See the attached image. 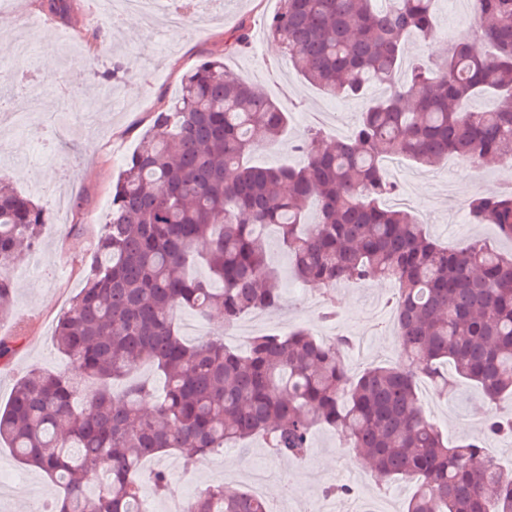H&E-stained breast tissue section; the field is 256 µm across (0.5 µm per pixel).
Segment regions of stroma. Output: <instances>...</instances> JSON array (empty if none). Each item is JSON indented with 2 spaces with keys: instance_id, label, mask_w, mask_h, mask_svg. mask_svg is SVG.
<instances>
[{
  "instance_id": "35a3bbf8",
  "label": "stroma",
  "mask_w": 512,
  "mask_h": 512,
  "mask_svg": "<svg viewBox=\"0 0 512 512\" xmlns=\"http://www.w3.org/2000/svg\"><path fill=\"white\" fill-rule=\"evenodd\" d=\"M92 2L71 0L68 20H49L40 41L34 43L23 16H41V0H8L0 6V14L13 21L10 30L0 33V77L7 80V96L17 101L32 126L28 134L16 133L8 125L0 129V179L47 210H54L61 199L67 204L66 223L47 225L38 246L22 257L12 276V310L0 318V336L20 330L24 337L9 362L0 365L1 402L8 401L17 381L32 367L52 372L66 369L51 336L94 258L97 237L112 208V183L149 127L151 112L178 96L183 73L200 58L223 57L229 72L259 85L288 112L287 139L254 150L252 159L260 165H302V155L291 150L294 140L312 127L325 128L334 138L346 137L364 106L360 99H331L296 76L281 48L264 33L265 21L277 9L278 0H208L204 5L196 0L177 26L169 24L163 2L148 22L127 17L117 24L104 20L100 26L107 38L93 63L86 64L75 60L62 40L67 37L82 43L91 27ZM469 16V0H436L435 34L424 41L407 38V58L447 53ZM242 24L251 30L248 49L225 54V31ZM17 57L25 59L31 77L46 83L37 111H29L21 100L22 88L13 67ZM117 58L127 72L114 86L103 74ZM50 149L56 153L51 163L43 158ZM384 166L399 192L409 195V211L441 245L453 247L478 237L501 252L512 251V240L501 237L494 225L470 223L466 212L471 195L498 187L499 169L476 167L455 157L430 169L397 159L386 160ZM267 240L269 258L279 273L280 306L244 316L238 322L241 335L303 329L320 339L351 336L356 346L349 352L348 364L354 373L395 360L398 344L387 307L396 291L393 282L375 280L338 287V318L325 323L319 317V290L300 287L276 233H268ZM64 266L70 271L66 278L60 275ZM418 394L427 415L449 441L482 439L501 468H512V439L488 437L484 429L490 413L512 412L511 397L493 404L480 389L464 382L448 397L438 395L426 383L420 384ZM259 459L269 462L265 497L274 512H308L324 499L326 487L337 483L352 485L365 501L385 503L388 512H405L414 492L411 480L386 483L374 472L365 471L342 433L320 424L313 430L308 455L300 459L271 456L259 435L228 446L205 461L175 454L161 457L157 467L168 469L173 479L168 499L156 500L155 505L159 512H166L169 499L217 483L251 487L249 465ZM10 470L17 472L18 481L9 489L0 485V512H40L54 494L52 485L40 473L21 467L10 448L0 447V473ZM361 470L366 473L362 479L357 476ZM284 471L293 474V492L287 496L278 485Z\"/></svg>"
}]
</instances>
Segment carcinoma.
<instances>
[{"instance_id": "1", "label": "carcinoma", "mask_w": 512, "mask_h": 512, "mask_svg": "<svg viewBox=\"0 0 512 512\" xmlns=\"http://www.w3.org/2000/svg\"><path fill=\"white\" fill-rule=\"evenodd\" d=\"M279 2L266 35L302 80L335 98H364L373 85L384 95L368 100L349 136L299 139L300 166L251 163L257 146L279 144L287 113L220 57L198 61L152 113L112 183L91 271L57 320L53 340L73 373L32 369L0 406V443L58 489L46 512H138L142 483L157 497L170 484L166 469L142 471L147 458L206 459L255 435L272 455L301 458L319 423L339 428L380 477L415 482L407 512H512V476L478 441L448 445L418 397L423 379L446 393L462 379L492 403L512 395V254L479 238L436 242L410 211L384 204L395 185L383 166L391 156L422 167L450 156L479 167L512 160V0H470L473 23L448 53L410 62L404 39L432 35L434 0H387L381 11L373 0ZM42 7L63 20L71 0ZM249 41L242 27L225 52ZM478 94L495 106L465 107ZM467 209L471 223L512 239V185L476 193ZM48 223L46 208L0 182V316L12 265ZM271 228L297 279L325 296V321L338 285H398L395 362L353 374L347 337L303 329L253 336L244 350L222 337L183 340L180 311L217 310L234 326L279 307ZM194 263L208 277L191 275ZM145 364L164 378L162 392L136 378ZM487 429L510 438L512 417ZM181 510L270 512L265 498L222 485Z\"/></svg>"}]
</instances>
